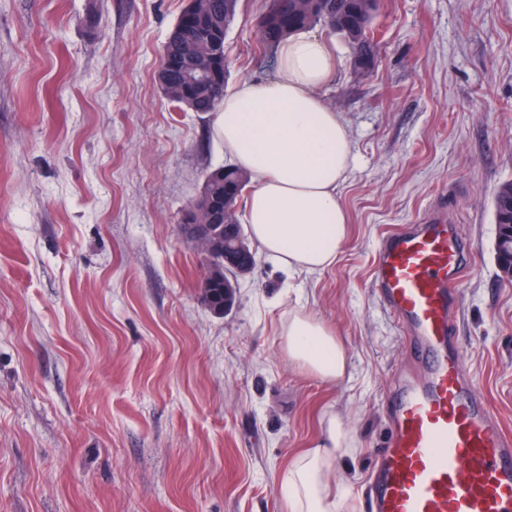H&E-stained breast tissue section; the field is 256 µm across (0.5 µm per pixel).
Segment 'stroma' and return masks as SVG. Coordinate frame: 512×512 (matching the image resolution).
Instances as JSON below:
<instances>
[{
	"label": "stroma",
	"mask_w": 512,
	"mask_h": 512,
	"mask_svg": "<svg viewBox=\"0 0 512 512\" xmlns=\"http://www.w3.org/2000/svg\"><path fill=\"white\" fill-rule=\"evenodd\" d=\"M380 59L359 75L338 36L323 95L356 166L349 237L306 274L257 253L214 316L179 234L227 164L218 115L180 111L155 74L187 0H0V512H288L291 460L342 416L336 477L353 512L388 441L404 331L375 291L387 233L441 213L470 246L461 355L512 433V277L493 199L512 180V0H381ZM238 0L227 84L273 68ZM316 317L344 345L328 382L279 328Z\"/></svg>",
	"instance_id": "stroma-1"
}]
</instances>
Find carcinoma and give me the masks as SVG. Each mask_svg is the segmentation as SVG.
Returning <instances> with one entry per match:
<instances>
[{
  "label": "carcinoma",
  "mask_w": 512,
  "mask_h": 512,
  "mask_svg": "<svg viewBox=\"0 0 512 512\" xmlns=\"http://www.w3.org/2000/svg\"><path fill=\"white\" fill-rule=\"evenodd\" d=\"M238 0H189L163 48L157 79L169 90L168 99L177 108L214 112L224 100V82L229 70L224 39L235 20ZM379 0H264L257 18L259 33L277 44L287 36L320 25L344 40L354 58L373 64L379 59V42L373 25ZM248 175L234 165L221 166L207 174L206 194L219 208L224 199L237 205L248 187ZM495 223L512 224V182L503 183L493 201ZM213 313L224 304V288L217 283L201 290Z\"/></svg>",
  "instance_id": "cac0c4a2"
}]
</instances>
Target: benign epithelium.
<instances>
[{"mask_svg": "<svg viewBox=\"0 0 512 512\" xmlns=\"http://www.w3.org/2000/svg\"><path fill=\"white\" fill-rule=\"evenodd\" d=\"M239 220L211 223L209 206L195 201L189 208L187 223L178 227L179 234L193 243L205 257L210 270L224 269V306H229L235 276L246 274L254 268L253 251L246 241L238 237ZM495 249L503 272L512 275V233L497 231Z\"/></svg>", "mask_w": 512, "mask_h": 512, "instance_id": "benign-epithelium-1", "label": "benign epithelium"}]
</instances>
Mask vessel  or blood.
Here are the masks:
<instances>
[{"label":"vessel or blood","mask_w":512,"mask_h":512,"mask_svg":"<svg viewBox=\"0 0 512 512\" xmlns=\"http://www.w3.org/2000/svg\"><path fill=\"white\" fill-rule=\"evenodd\" d=\"M466 268L464 242L439 216L381 241L375 286L423 376L394 382L391 437L368 482L371 512H512V434L456 345Z\"/></svg>","instance_id":"obj_1"}]
</instances>
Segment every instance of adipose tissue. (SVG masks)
I'll return each mask as SVG.
<instances>
[{
    "label": "adipose tissue",
    "instance_id": "obj_1",
    "mask_svg": "<svg viewBox=\"0 0 512 512\" xmlns=\"http://www.w3.org/2000/svg\"><path fill=\"white\" fill-rule=\"evenodd\" d=\"M336 78V56L321 35L301 31L276 48L270 78L226 87L218 127L224 153L254 185L246 222L257 247L288 269L313 273L332 265L348 239L339 189L355 165L348 127L322 96ZM289 360L334 381L345 348L311 314L294 310L279 330ZM318 447L288 465L281 493L289 512H342L349 491L336 463L352 449L342 418L329 414Z\"/></svg>",
    "mask_w": 512,
    "mask_h": 512
}]
</instances>
